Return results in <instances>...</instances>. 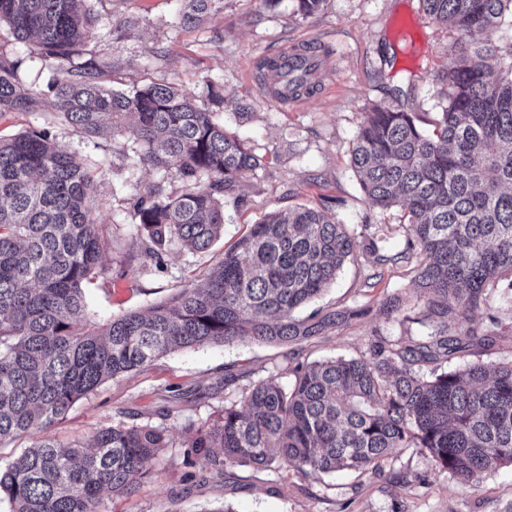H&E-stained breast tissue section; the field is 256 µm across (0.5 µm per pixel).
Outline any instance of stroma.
Instances as JSON below:
<instances>
[{"label": "stroma", "instance_id": "stroma-1", "mask_svg": "<svg viewBox=\"0 0 512 512\" xmlns=\"http://www.w3.org/2000/svg\"><path fill=\"white\" fill-rule=\"evenodd\" d=\"M94 15L88 57L114 52L126 60L107 76L109 85L168 80L198 94L204 77H222L229 103L244 99L251 104L245 116L225 112V125L247 140L262 165L241 184L243 205L225 203L224 233L209 251L193 253L174 245L158 266L139 254V229L129 203L162 173L140 163L133 121H125L123 134L112 139L76 134L50 104L34 115L0 117L1 136L52 120L57 141L95 168L108 248L103 273L85 290L89 322L101 324L164 301L208 272L251 224L298 204L319 208L335 200L340 223L357 231L374 224L386 248L404 247L403 212L381 210L367 201L350 156L356 131L372 105L399 106L428 122L441 110L444 98L436 77L457 55L458 45L454 31L427 15L421 0H327L321 13L307 19L296 14L295 0H281L274 9L262 0H224L222 11L190 30L177 27L174 0H97ZM116 27L128 32L117 44L110 35ZM309 45L323 49L324 74L316 90L292 103L275 97L260 62ZM0 46L21 58L18 76L25 85L46 89L56 71L55 59L15 43L3 23ZM371 272L370 256L356 252L310 308L300 309L303 317L312 308L365 311L305 343L308 361L360 356L376 336L394 341L428 333V324L419 319L409 268L386 267L370 287L366 278ZM395 293L406 303L389 320L380 305ZM287 352L284 345L241 343L162 356L105 381L43 435L62 443H86L98 428L125 420L130 411L135 424L167 430L173 445L161 451L151 478L129 497L103 493L102 512H501L512 504L511 465L466 487L432 468L415 448L394 454L380 478L236 465L206 470L203 481L186 482L180 446L185 427L205 421L225 400L237 399L250 380L274 373L282 384H292V374L282 369ZM228 373L237 374L236 385L225 386ZM417 476L427 478L426 487L414 484Z\"/></svg>", "mask_w": 512, "mask_h": 512}]
</instances>
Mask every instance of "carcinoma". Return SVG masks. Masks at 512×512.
I'll return each mask as SVG.
<instances>
[{"mask_svg":"<svg viewBox=\"0 0 512 512\" xmlns=\"http://www.w3.org/2000/svg\"><path fill=\"white\" fill-rule=\"evenodd\" d=\"M178 23L192 27L224 0H178ZM460 45L440 81L447 103L433 134L413 112L372 106L354 137L351 165L368 201L408 217L397 251L367 236L377 272L409 266L419 314L430 332L377 340L359 358L302 359L303 344L363 309L297 310L320 296L364 233L336 214L306 207L269 213L224 252L204 282L144 311L104 324L85 320L87 285L102 269L108 241L93 172L56 141L51 127L0 138V442L35 435L63 419L105 380L171 352L211 343L288 344L286 388L271 374L249 382L210 421L189 425L183 463L222 470L291 466L304 474H382V461L418 448L432 466L466 485L512 464V359L462 370L445 364L490 350L504 335L458 321L490 306H512V63L484 38L512 13V0H423ZM90 0H0V23L14 40L57 61L49 86L57 113L79 134L123 132L136 119L141 160L175 176L132 198L140 252L161 264L175 243L206 251L224 230V200L241 205L244 177L260 167L217 116L223 84L202 94L169 81L105 86L120 56L79 57L90 37ZM20 60L0 47V115L44 111V93L24 85ZM277 97L314 89L277 59L261 64ZM457 320L450 329L449 321ZM171 441L164 430L118 422L89 447L35 442L0 468L9 512H98L101 493L136 492Z\"/></svg>","mask_w":512,"mask_h":512,"instance_id":"1","label":"carcinoma"}]
</instances>
